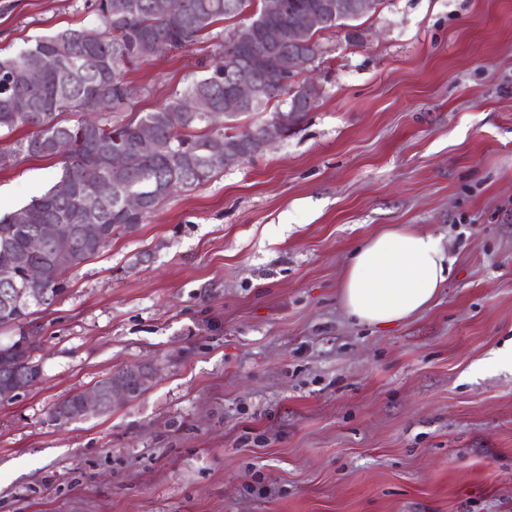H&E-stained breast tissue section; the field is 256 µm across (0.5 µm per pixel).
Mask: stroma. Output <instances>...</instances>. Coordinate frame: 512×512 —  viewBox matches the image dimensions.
Returning a JSON list of instances; mask_svg holds the SVG:
<instances>
[{
  "instance_id": "obj_1",
  "label": "stroma",
  "mask_w": 512,
  "mask_h": 512,
  "mask_svg": "<svg viewBox=\"0 0 512 512\" xmlns=\"http://www.w3.org/2000/svg\"><path fill=\"white\" fill-rule=\"evenodd\" d=\"M92 0H0V49L97 24ZM319 32L320 96L263 154L168 198L32 315L41 381L0 402V512H512V0H383ZM217 39L126 75L150 112ZM58 159L0 170V215ZM396 224L453 260L436 300L371 326L339 284ZM111 412L51 407L121 368ZM156 374L157 371L155 367L140 366L125 369L119 373L113 374L112 380L108 384L106 383L110 377L101 379L95 386H103L106 384L105 386L93 388L84 392L82 395L81 392H76L55 403L49 414L50 420H52L56 407L60 405L69 406L77 412L79 400L81 403V412L84 417L91 414H99L107 404L114 407L122 403H127L129 400H135L139 397L138 395L141 396L149 390ZM70 420L66 410L59 408L58 412H55L53 423L59 427H64L71 422Z\"/></svg>"
}]
</instances>
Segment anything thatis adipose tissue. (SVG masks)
<instances>
[{
  "label": "adipose tissue",
  "instance_id": "adipose-tissue-1",
  "mask_svg": "<svg viewBox=\"0 0 512 512\" xmlns=\"http://www.w3.org/2000/svg\"><path fill=\"white\" fill-rule=\"evenodd\" d=\"M452 263L440 238L390 228L353 251L341 283L342 305L361 323L405 321L438 296Z\"/></svg>",
  "mask_w": 512,
  "mask_h": 512
}]
</instances>
